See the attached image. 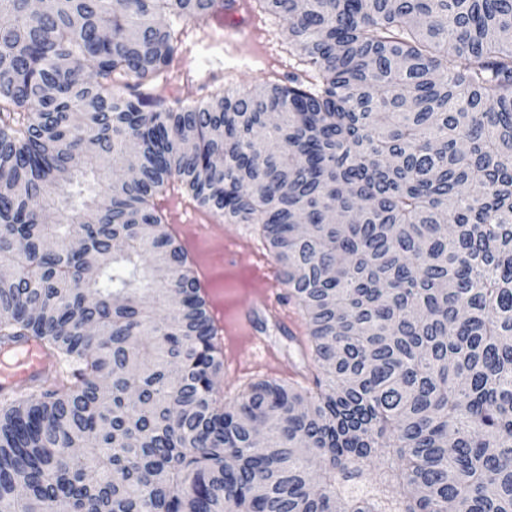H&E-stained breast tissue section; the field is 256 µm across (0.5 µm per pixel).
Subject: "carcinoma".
Segmentation results:
<instances>
[{
	"label": "carcinoma",
	"mask_w": 512,
	"mask_h": 512,
	"mask_svg": "<svg viewBox=\"0 0 512 512\" xmlns=\"http://www.w3.org/2000/svg\"><path fill=\"white\" fill-rule=\"evenodd\" d=\"M259 2L309 80L194 101L157 17L217 0H0V348L52 363L0 394V512H512V0ZM176 194L253 225L315 387L216 390ZM388 454V506L344 493Z\"/></svg>",
	"instance_id": "1"
}]
</instances>
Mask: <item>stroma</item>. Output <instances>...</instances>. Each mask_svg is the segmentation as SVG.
Returning <instances> with one entry per match:
<instances>
[{
	"label": "stroma",
	"instance_id": "stroma-1",
	"mask_svg": "<svg viewBox=\"0 0 512 512\" xmlns=\"http://www.w3.org/2000/svg\"><path fill=\"white\" fill-rule=\"evenodd\" d=\"M247 2L260 31L256 37L210 21L177 24L179 66L170 74L175 95L205 100L227 89L250 90L305 76L307 66L288 39L286 22L265 12L258 0Z\"/></svg>",
	"mask_w": 512,
	"mask_h": 512
}]
</instances>
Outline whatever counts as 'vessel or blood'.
I'll return each instance as SVG.
<instances>
[{"mask_svg":"<svg viewBox=\"0 0 512 512\" xmlns=\"http://www.w3.org/2000/svg\"><path fill=\"white\" fill-rule=\"evenodd\" d=\"M248 9L246 0H225L214 19L225 28L243 29L248 25ZM186 231V245L202 256L201 283L208 294L216 293L217 273L223 270L228 258L237 260L239 272L233 287L236 298L223 318L226 353L245 349L251 357H269L271 335H288L292 324L283 309L284 299L277 291L281 283L278 267L268 257L249 252L244 234L225 232L217 220L200 224L195 218H187ZM47 368V357L38 344H20L9 359H0V391L35 381Z\"/></svg>","mask_w":512,"mask_h":512,"instance_id":"b4317fda","label":"vessel or blood"}]
</instances>
